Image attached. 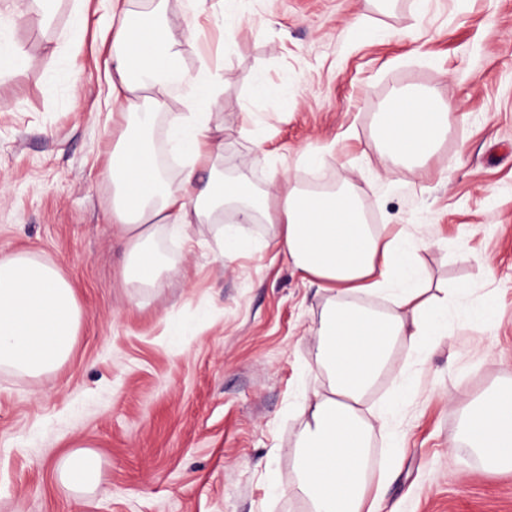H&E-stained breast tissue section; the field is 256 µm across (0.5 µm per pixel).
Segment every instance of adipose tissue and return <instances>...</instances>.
I'll use <instances>...</instances> for the list:
<instances>
[{"mask_svg": "<svg viewBox=\"0 0 512 512\" xmlns=\"http://www.w3.org/2000/svg\"><path fill=\"white\" fill-rule=\"evenodd\" d=\"M130 3L112 0V23L104 32L112 42L106 78L117 132L108 161L112 223L134 254L123 279L155 288L169 272L164 256L150 247L161 226L184 234L194 224H218L217 246L231 257L244 244L234 227L224 226L225 207L235 208L240 223L277 225L279 251L329 294L314 330L317 363L329 386L302 396L294 490L308 501L309 512H373L367 499L371 438L395 406L387 401L371 410L365 398L397 347L420 354L448 332L449 298L428 292L418 263L426 241L412 230L390 232L367 223L345 184L306 190L292 186L287 171L274 170L268 189L257 191L245 177H222L213 122L226 74L205 57L193 71L179 63L206 0H188L175 25L168 20V0H144L138 12ZM175 97L185 110L168 116L167 142L183 160L174 180L152 142L131 133L127 117L138 112L150 121ZM448 130V106L438 94L399 93L382 104L377 137L388 160L418 165L435 154ZM202 168L211 178L200 188ZM372 295L384 297L388 308L358 304V297ZM81 323V308L60 267L0 250V368L35 378L57 371L70 360ZM459 434L487 467L512 469V383L469 406ZM100 470L95 452L77 449L66 455L60 475L66 486L93 491Z\"/></svg>", "mask_w": 512, "mask_h": 512, "instance_id": "1", "label": "adipose tissue"}]
</instances>
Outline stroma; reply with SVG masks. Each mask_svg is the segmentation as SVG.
I'll return each mask as SVG.
<instances>
[{
	"mask_svg": "<svg viewBox=\"0 0 512 512\" xmlns=\"http://www.w3.org/2000/svg\"><path fill=\"white\" fill-rule=\"evenodd\" d=\"M72 0L51 19L11 21L24 50L0 80V246L59 265L83 310L70 361L31 378L0 369V512H307L291 493L303 390H321L313 330L328 294L275 246L273 224H242L247 248L219 256L216 225L159 242L173 267L159 287L124 283L106 170L107 0ZM224 40L203 22L183 46L222 64L219 168H271L293 184H349L376 224L416 226L420 263L447 289L448 333L429 353L397 348L368 403L414 387L372 440L377 512H512V470L490 471L457 436L464 409L512 382V0H243ZM364 15L373 37L351 30ZM60 55H52L54 46ZM278 84L252 95L257 77ZM444 99L450 131L420 168L386 161L377 108L399 91ZM321 157L306 166L304 152ZM490 305L491 325L470 323ZM79 447L103 460L99 488L59 473Z\"/></svg>",
	"mask_w": 512,
	"mask_h": 512,
	"instance_id": "35a3bbf8",
	"label": "stroma"
}]
</instances>
